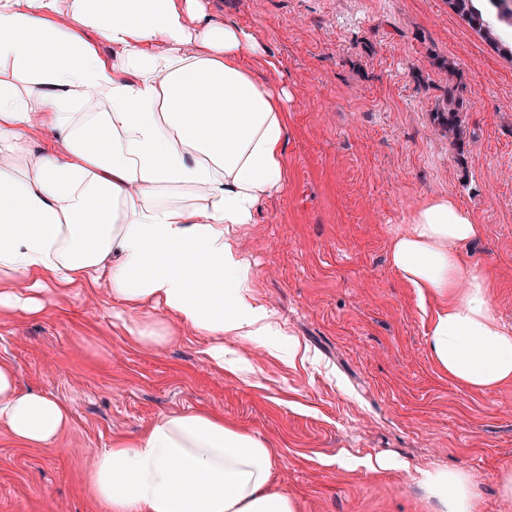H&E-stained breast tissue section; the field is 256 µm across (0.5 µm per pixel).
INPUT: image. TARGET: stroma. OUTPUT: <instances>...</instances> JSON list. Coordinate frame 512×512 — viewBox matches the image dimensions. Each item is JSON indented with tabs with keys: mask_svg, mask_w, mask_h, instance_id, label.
<instances>
[{
	"mask_svg": "<svg viewBox=\"0 0 512 512\" xmlns=\"http://www.w3.org/2000/svg\"><path fill=\"white\" fill-rule=\"evenodd\" d=\"M253 28L287 85L288 184L241 229L249 290L279 333L230 343L219 369L190 327L160 349L130 342L101 292L45 293L37 317L0 315V361L23 387L72 413L55 445L31 448L0 424V512H107L92 457L171 410L218 413L271 449L272 485L301 512H441L418 481L462 469L480 512H512V383L456 386L427 345L420 303L389 260L416 207L453 197L484 232L464 259L483 267L512 324V58L446 0H212ZM456 68L470 108L450 145L430 119Z\"/></svg>",
	"mask_w": 512,
	"mask_h": 512,
	"instance_id": "stroma-1",
	"label": "stroma"
}]
</instances>
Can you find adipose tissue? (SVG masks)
Listing matches in <instances>:
<instances>
[{
	"mask_svg": "<svg viewBox=\"0 0 512 512\" xmlns=\"http://www.w3.org/2000/svg\"><path fill=\"white\" fill-rule=\"evenodd\" d=\"M258 60L278 66L207 0H0V314L40 315L51 286L99 288L134 343L167 346L175 321L207 337L219 365L225 339L273 335L237 242L288 183L290 94L256 78ZM482 235L434 197L390 260L420 300H441L427 332L435 366L488 392L512 383V328L487 271L461 256ZM0 423L49 447L71 410L0 362ZM273 467L253 433L181 410L97 453L91 479L107 512H299L271 490ZM422 481L444 512H476L467 472Z\"/></svg>",
	"mask_w": 512,
	"mask_h": 512,
	"instance_id": "ef3b65f1",
	"label": "adipose tissue"
}]
</instances>
